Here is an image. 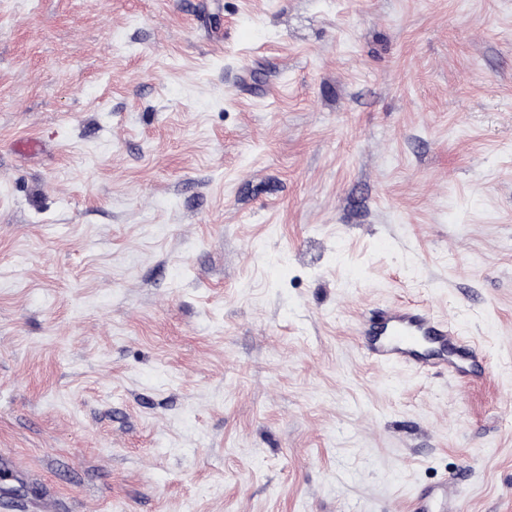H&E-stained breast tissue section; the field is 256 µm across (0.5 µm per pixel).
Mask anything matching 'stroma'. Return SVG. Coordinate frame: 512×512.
<instances>
[{"label": "stroma", "mask_w": 512, "mask_h": 512, "mask_svg": "<svg viewBox=\"0 0 512 512\" xmlns=\"http://www.w3.org/2000/svg\"><path fill=\"white\" fill-rule=\"evenodd\" d=\"M401 299L489 372L369 365ZM460 471L512 512V0H0V512Z\"/></svg>", "instance_id": "obj_1"}]
</instances>
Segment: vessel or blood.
<instances>
[{"mask_svg": "<svg viewBox=\"0 0 512 512\" xmlns=\"http://www.w3.org/2000/svg\"><path fill=\"white\" fill-rule=\"evenodd\" d=\"M356 341L368 362L380 368L401 365L462 381L487 367L474 340L415 303L378 309L376 317L360 321ZM409 512H461L454 483L443 480L422 487Z\"/></svg>", "mask_w": 512, "mask_h": 512, "instance_id": "obj_1", "label": "vessel or blood"}]
</instances>
